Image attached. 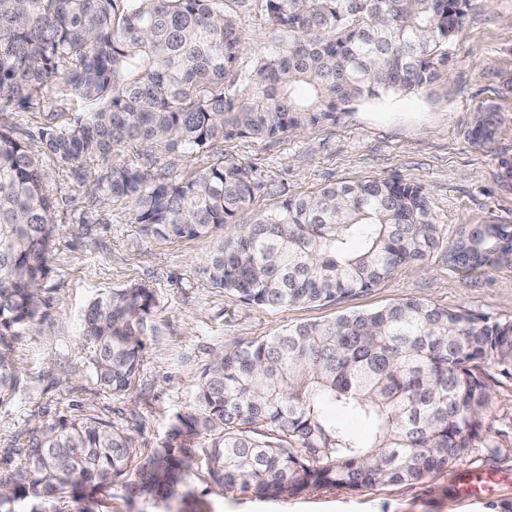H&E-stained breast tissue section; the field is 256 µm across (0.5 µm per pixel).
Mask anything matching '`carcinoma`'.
<instances>
[{"label":"carcinoma","instance_id":"1","mask_svg":"<svg viewBox=\"0 0 512 512\" xmlns=\"http://www.w3.org/2000/svg\"><path fill=\"white\" fill-rule=\"evenodd\" d=\"M466 0H264L270 27L287 35L260 57L234 94L224 80L242 42L220 0H0V113L38 107L50 84L89 111L72 122L46 118L42 150L0 123V406L24 384L14 347L50 316L41 297L56 237L47 160L67 167L106 159L129 144L207 156L237 138L274 140L365 98L433 92L448 76V45ZM496 135L479 110L467 136ZM105 197L131 206L154 239L215 238L202 273L243 302L269 309L332 302L418 267L442 246V225L421 185L399 177L328 184L239 222L258 184L250 169L218 158L183 180L112 164ZM448 249L464 272L512 256L511 224L461 230ZM156 297L132 285L96 298L83 314L80 368L121 397L156 334ZM512 375V323L404 299L328 322L289 325L224 350L201 372L193 403L177 413L150 466L135 471L136 440L99 417H63L4 449L0 512H99L97 494L131 482L154 507L174 512L181 474L195 468L227 494L287 499L307 491H358L415 484L483 437L490 392L484 366ZM370 427L354 437L324 406Z\"/></svg>","mask_w":512,"mask_h":512}]
</instances>
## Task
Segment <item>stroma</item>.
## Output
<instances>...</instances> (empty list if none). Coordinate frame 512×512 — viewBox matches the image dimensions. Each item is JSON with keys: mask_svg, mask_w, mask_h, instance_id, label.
<instances>
[{"mask_svg": "<svg viewBox=\"0 0 512 512\" xmlns=\"http://www.w3.org/2000/svg\"><path fill=\"white\" fill-rule=\"evenodd\" d=\"M222 5L237 20L245 41L225 82L226 92L232 93L278 34L265 21L262 0H222ZM448 54V79L439 93L368 98L337 113L335 122L301 133L226 142L225 155L249 167L258 184L242 222L328 183L399 176L423 186L445 242H454L460 228L471 224H512V182L500 177L501 160L512 159V0H469L466 23ZM489 104L494 107L495 138L472 144L467 130L477 110ZM57 110L68 121L84 113L79 103L51 92L38 108L8 112L0 119L19 136L34 140L46 114ZM115 157L157 168L171 162L185 179L200 166L198 159L173 156L156 144L131 145ZM46 170L58 226L43 283L50 315L37 335L14 347L26 383L0 407V449L24 442L40 422L83 415L130 430L141 456H149L171 417L190 407L200 373L214 354L292 324L372 311L406 298L512 323V260L463 272L449 265L442 249L423 270H403L377 288L334 302L283 311L256 307L212 287L204 276L202 263L213 236L145 237L127 204L102 199L98 181L107 171L106 162L81 161L73 170L50 163ZM132 284L154 291L159 331L146 341L144 366L130 393L115 398L78 369L83 312L94 298ZM486 373L487 435L419 483L264 500L224 495L198 471L189 480L194 512H512V377L496 367ZM468 473L485 479L482 491L461 492L459 480Z\"/></svg>", "mask_w": 512, "mask_h": 512, "instance_id": "stroma-1", "label": "stroma"}]
</instances>
